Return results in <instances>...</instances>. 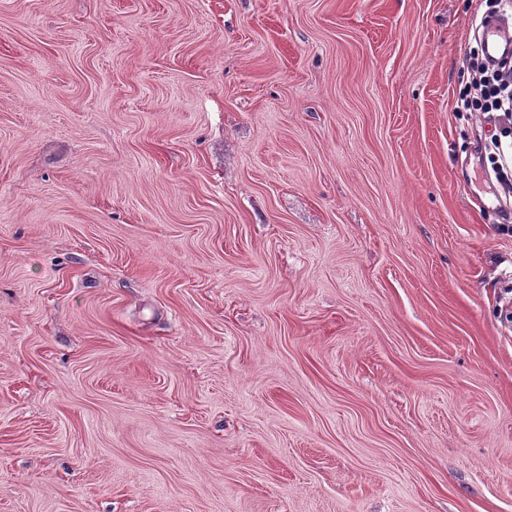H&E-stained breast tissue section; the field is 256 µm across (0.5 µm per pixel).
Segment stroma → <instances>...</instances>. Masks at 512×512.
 I'll return each instance as SVG.
<instances>
[{
    "label": "stroma",
    "instance_id": "35a3bbf8",
    "mask_svg": "<svg viewBox=\"0 0 512 512\" xmlns=\"http://www.w3.org/2000/svg\"><path fill=\"white\" fill-rule=\"evenodd\" d=\"M494 0H0V512H512ZM472 72V89L460 98L459 108L496 117L501 137L512 138V67L487 63L479 55H466ZM492 112V113H490Z\"/></svg>",
    "mask_w": 512,
    "mask_h": 512
}]
</instances>
